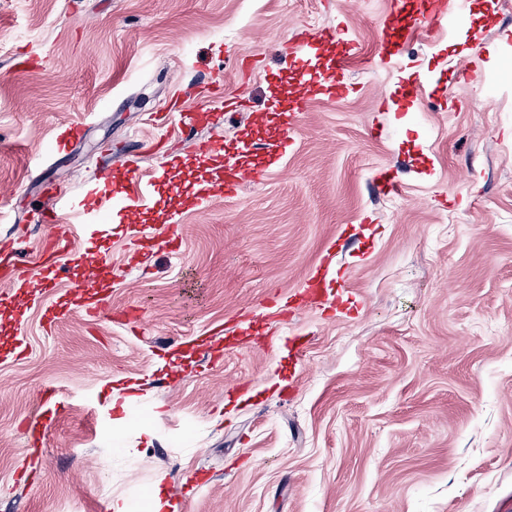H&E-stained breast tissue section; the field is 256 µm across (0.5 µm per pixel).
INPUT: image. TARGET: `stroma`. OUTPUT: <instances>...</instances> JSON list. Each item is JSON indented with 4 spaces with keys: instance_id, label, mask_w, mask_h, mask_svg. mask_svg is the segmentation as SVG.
I'll return each mask as SVG.
<instances>
[{
    "instance_id": "stroma-1",
    "label": "stroma",
    "mask_w": 512,
    "mask_h": 512,
    "mask_svg": "<svg viewBox=\"0 0 512 512\" xmlns=\"http://www.w3.org/2000/svg\"><path fill=\"white\" fill-rule=\"evenodd\" d=\"M428 2L0 0V243L26 260L0 252V512H151L177 483V512H512V0H462L391 53L384 19ZM331 25L353 92L225 196L195 142H273L252 117ZM200 104L197 126L149 124ZM106 146L142 155L113 197L152 194L61 243L41 185L70 171L83 199Z\"/></svg>"
}]
</instances>
